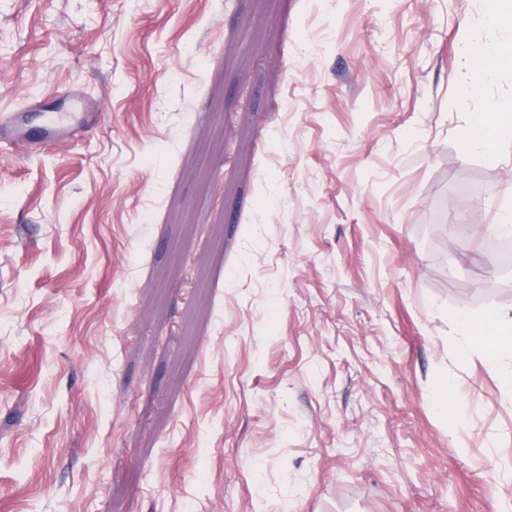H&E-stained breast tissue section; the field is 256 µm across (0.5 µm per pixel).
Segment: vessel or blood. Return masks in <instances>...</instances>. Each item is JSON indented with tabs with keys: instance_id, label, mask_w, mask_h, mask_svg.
I'll return each mask as SVG.
<instances>
[{
	"instance_id": "1",
	"label": "vessel or blood",
	"mask_w": 512,
	"mask_h": 512,
	"mask_svg": "<svg viewBox=\"0 0 512 512\" xmlns=\"http://www.w3.org/2000/svg\"><path fill=\"white\" fill-rule=\"evenodd\" d=\"M81 98V91L71 87L55 91L51 99L32 98L24 101L21 108L0 113V149L31 151L54 146L72 138L78 124L53 122L34 130L28 126V115L30 112L42 110L50 100L63 109Z\"/></svg>"
}]
</instances>
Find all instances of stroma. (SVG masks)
Wrapping results in <instances>:
<instances>
[{
    "instance_id": "stroma-1",
    "label": "stroma",
    "mask_w": 512,
    "mask_h": 512,
    "mask_svg": "<svg viewBox=\"0 0 512 512\" xmlns=\"http://www.w3.org/2000/svg\"><path fill=\"white\" fill-rule=\"evenodd\" d=\"M484 2L0 0V512H512ZM46 105V98H31L24 101L21 109L0 113V149L31 151L58 145L72 138L84 124L96 122L99 115L84 112L75 124L53 122L38 130L28 127V115L40 111ZM490 111L475 122V131L465 144L467 150L475 147H489L496 143L506 130L500 112L494 106H490ZM458 319L468 333L480 340L491 359L512 352V321L501 320L493 313L475 320L465 310L459 311Z\"/></svg>"
}]
</instances>
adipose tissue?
<instances>
[{"label":"adipose tissue","mask_w":512,"mask_h":512,"mask_svg":"<svg viewBox=\"0 0 512 512\" xmlns=\"http://www.w3.org/2000/svg\"><path fill=\"white\" fill-rule=\"evenodd\" d=\"M486 24L498 34L496 41L483 47L469 50L470 92H478L494 78L503 66L512 64V0H493L484 14ZM458 319L463 328L483 344L490 358L512 352V321L487 314L476 320L466 311H459Z\"/></svg>","instance_id":"ef3b65f1"}]
</instances>
